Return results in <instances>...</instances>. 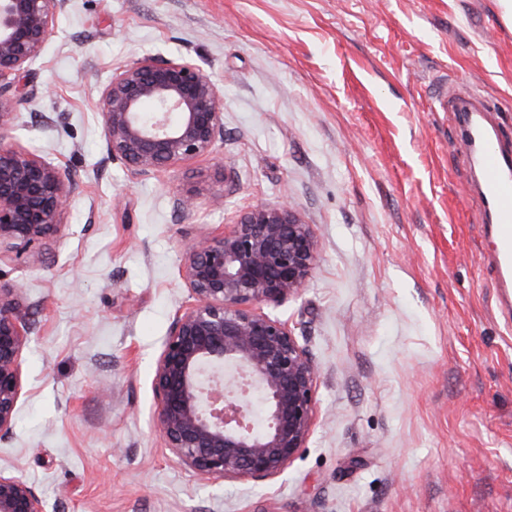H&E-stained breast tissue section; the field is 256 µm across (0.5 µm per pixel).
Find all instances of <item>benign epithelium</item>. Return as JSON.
Here are the masks:
<instances>
[{
    "label": "benign epithelium",
    "mask_w": 512,
    "mask_h": 512,
    "mask_svg": "<svg viewBox=\"0 0 512 512\" xmlns=\"http://www.w3.org/2000/svg\"><path fill=\"white\" fill-rule=\"evenodd\" d=\"M65 0H0V255L62 237L82 194L66 168L30 153L9 133L19 76L39 58ZM153 103L151 113L141 111ZM108 153L134 175L213 155L224 142L218 85L194 63L143 56L99 90ZM319 259L313 225L289 202L260 204L184 249L190 302L154 371L155 420L166 447L194 472L264 481L306 447L317 371L288 323L263 312L298 293ZM32 331L21 287L0 284V437L12 432L22 394V352ZM259 394L264 425L253 422ZM0 512H46L20 476L0 471Z\"/></svg>",
    "instance_id": "7a95c632"
}]
</instances>
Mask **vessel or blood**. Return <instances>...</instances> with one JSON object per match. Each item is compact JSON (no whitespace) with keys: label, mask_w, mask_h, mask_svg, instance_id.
Masks as SVG:
<instances>
[{"label":"vessel or blood","mask_w":512,"mask_h":512,"mask_svg":"<svg viewBox=\"0 0 512 512\" xmlns=\"http://www.w3.org/2000/svg\"><path fill=\"white\" fill-rule=\"evenodd\" d=\"M478 191L487 222L485 237L492 245L488 266L503 288L502 307L512 317V152L492 137L481 140Z\"/></svg>","instance_id":"1"}]
</instances>
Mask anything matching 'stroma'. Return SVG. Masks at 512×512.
I'll list each match as a JSON object with an SVG mask.
<instances>
[{
    "mask_svg": "<svg viewBox=\"0 0 512 512\" xmlns=\"http://www.w3.org/2000/svg\"><path fill=\"white\" fill-rule=\"evenodd\" d=\"M146 55L217 82L213 157L135 176L109 155L99 89ZM21 81L13 140L84 188L65 237L0 260L33 324L0 470L47 512H512V329L449 105L512 148L499 0H66ZM285 198L319 260L268 312L317 369L315 426L276 479L202 476L154 427L184 244Z\"/></svg>",
    "mask_w": 512,
    "mask_h": 512,
    "instance_id": "obj_1",
    "label": "stroma"
}]
</instances>
